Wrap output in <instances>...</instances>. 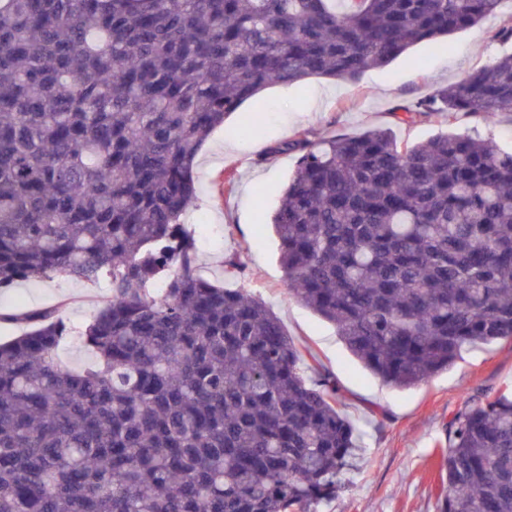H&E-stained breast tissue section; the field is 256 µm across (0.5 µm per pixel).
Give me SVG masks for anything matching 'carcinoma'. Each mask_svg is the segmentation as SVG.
<instances>
[{
    "label": "carcinoma",
    "mask_w": 512,
    "mask_h": 512,
    "mask_svg": "<svg viewBox=\"0 0 512 512\" xmlns=\"http://www.w3.org/2000/svg\"><path fill=\"white\" fill-rule=\"evenodd\" d=\"M0 0V291L62 276L109 295L72 327L7 314L0 512H317L362 451L326 370L205 277L194 205L209 134L268 87L356 80L501 0ZM397 111L512 112V53ZM298 155L271 218L293 297L387 385L512 340V153L371 129ZM238 253L224 273L240 276ZM74 335L94 363L59 355ZM440 512H512V395L448 424Z\"/></svg>",
    "instance_id": "1"
}]
</instances>
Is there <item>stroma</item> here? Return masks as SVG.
<instances>
[{
	"label": "stroma",
	"instance_id": "35a3bbf8",
	"mask_svg": "<svg viewBox=\"0 0 512 512\" xmlns=\"http://www.w3.org/2000/svg\"><path fill=\"white\" fill-rule=\"evenodd\" d=\"M509 19L512 0H502L496 18L450 36L445 47L418 44L389 65L364 71L356 83L311 78L269 87L227 117L198 156L199 195L185 222L201 238L198 264L203 274L262 299L302 350L305 364H319L336 376L346 397L344 410L362 431L364 449L343 476L344 491L319 512H438V499L446 489L441 450L448 443V424L466 399L478 401L512 389V340L464 347L448 370L410 389L392 388L366 370L335 328L288 290L270 219L297 157L271 156L267 149L300 129L321 139L383 127L401 143L450 131L479 136L512 152V114L507 112L486 121L466 113L449 122L421 116L410 124L394 116L396 107L433 96L511 52V43L489 38ZM227 170L234 175L229 194L220 185ZM234 252L245 258L244 277L224 274V257ZM107 295L104 285L58 277L0 291V312L5 315L0 340L20 332L8 314L51 307L77 324L88 320ZM378 408L385 416L376 422L370 413Z\"/></svg>",
	"mask_w": 512,
	"mask_h": 512
}]
</instances>
